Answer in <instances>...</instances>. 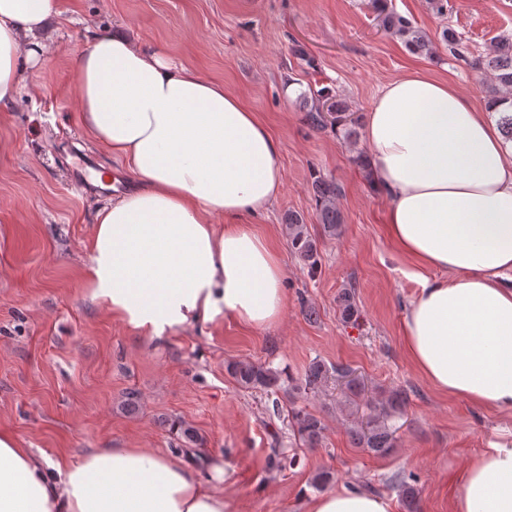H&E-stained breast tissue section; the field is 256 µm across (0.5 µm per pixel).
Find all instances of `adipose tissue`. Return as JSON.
I'll return each mask as SVG.
<instances>
[{"label": "adipose tissue", "instance_id": "adipose-tissue-1", "mask_svg": "<svg viewBox=\"0 0 512 512\" xmlns=\"http://www.w3.org/2000/svg\"><path fill=\"white\" fill-rule=\"evenodd\" d=\"M63 0H0V106L38 67ZM81 127L124 159L137 189L100 207L83 277L93 301L155 340L228 320L265 332L285 312L286 274L244 217L283 191L276 138L222 83L119 32L78 60ZM489 106L414 70L385 84L363 115L387 232L419 285L402 323L413 367L437 392L512 414V145ZM141 448L62 460L0 429V512H229L217 485ZM304 512H392L361 489L309 497ZM452 512H512V440L465 468Z\"/></svg>", "mask_w": 512, "mask_h": 512}]
</instances>
